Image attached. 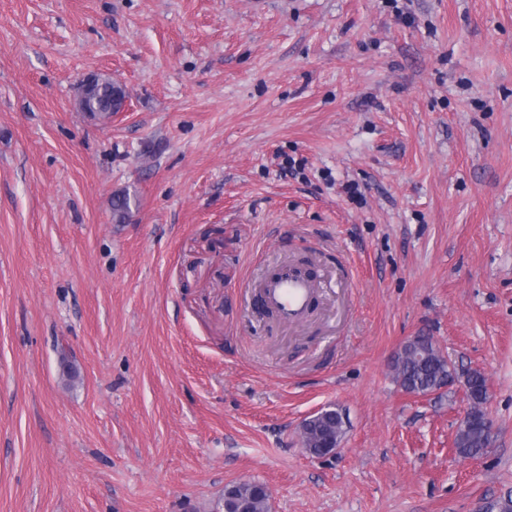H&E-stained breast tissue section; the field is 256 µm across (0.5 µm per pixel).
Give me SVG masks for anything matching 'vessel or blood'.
<instances>
[{
  "label": "vessel or blood",
  "instance_id": "obj_1",
  "mask_svg": "<svg viewBox=\"0 0 512 512\" xmlns=\"http://www.w3.org/2000/svg\"><path fill=\"white\" fill-rule=\"evenodd\" d=\"M326 286V281L279 262L262 277V302L265 307L274 310L283 322L298 324L308 316L317 291Z\"/></svg>",
  "mask_w": 512,
  "mask_h": 512
}]
</instances>
